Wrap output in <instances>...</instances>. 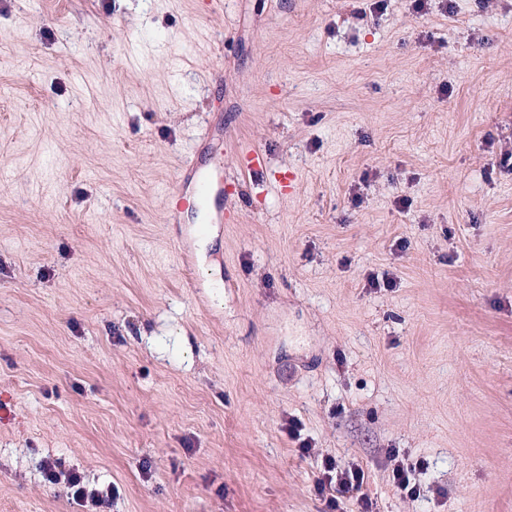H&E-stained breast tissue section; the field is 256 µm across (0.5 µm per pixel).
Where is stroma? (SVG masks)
I'll list each match as a JSON object with an SVG mask.
<instances>
[{
    "label": "stroma",
    "instance_id": "35a3bbf8",
    "mask_svg": "<svg viewBox=\"0 0 512 512\" xmlns=\"http://www.w3.org/2000/svg\"><path fill=\"white\" fill-rule=\"evenodd\" d=\"M374 2L0 0V512H512V0ZM193 190L194 201L201 200L209 207L210 224L224 222V207L220 205L218 183L205 175L191 161L184 165L177 180V192ZM364 472L356 467L342 469L335 458L327 456L323 459L322 468L316 477L314 488L318 495L326 496L332 509L336 507V494H348L362 506L363 512H372L368 493L364 490ZM61 466L60 462L57 460L48 459L43 464V471L46 477V480L49 483L56 484L59 482L62 477H64L68 488L71 490L70 499L73 504L78 507L84 508L86 507V503L89 501L99 502L103 500V496L101 493L96 490H89L83 483V478L80 473L70 470L68 472H64L62 470H57Z\"/></svg>",
    "mask_w": 512,
    "mask_h": 512
}]
</instances>
